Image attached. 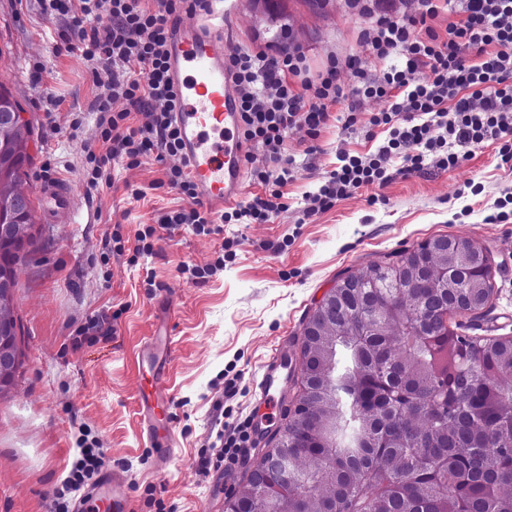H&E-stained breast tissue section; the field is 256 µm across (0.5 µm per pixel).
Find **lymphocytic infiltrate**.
Instances as JSON below:
<instances>
[{
  "label": "lymphocytic infiltrate",
  "mask_w": 512,
  "mask_h": 512,
  "mask_svg": "<svg viewBox=\"0 0 512 512\" xmlns=\"http://www.w3.org/2000/svg\"><path fill=\"white\" fill-rule=\"evenodd\" d=\"M65 16L78 50L89 59L115 64L111 92L97 102V136L103 152H89V182L108 180L112 162L138 165L156 155L167 164L166 183L189 201L164 214L160 223L195 232H217L218 222L267 224L284 204L280 188L294 169L285 138L303 128L317 136L331 106L346 103L348 122H356L365 99L385 106L366 120L386 127L377 151L339 154L337 164L310 198L307 214L331 209L369 185H385L392 159L401 172L445 171L465 158L466 148L512 136V0H411V10H379L364 0L368 24L359 34L364 56L347 63L348 83H341L336 60L310 74L301 49L272 55L249 48L233 50L224 60L241 112L244 142L260 145L262 166L253 173L265 195L213 219L196 202V187L187 164L178 160L180 133L172 119L176 95L169 75L171 26L182 13L211 11L212 0H160L157 11L139 0H50ZM457 19L445 30L433 22L442 11ZM380 69H372L371 61ZM123 99L125 109L112 108ZM138 122H131V115ZM102 451L97 442L80 440L78 456L65 479L67 490L90 491L99 482Z\"/></svg>",
  "instance_id": "lymphocytic-infiltrate-1"
}]
</instances>
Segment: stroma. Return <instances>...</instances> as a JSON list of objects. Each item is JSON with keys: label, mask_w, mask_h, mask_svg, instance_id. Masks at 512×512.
Here are the masks:
<instances>
[{"label": "stroma", "mask_w": 512, "mask_h": 512, "mask_svg": "<svg viewBox=\"0 0 512 512\" xmlns=\"http://www.w3.org/2000/svg\"><path fill=\"white\" fill-rule=\"evenodd\" d=\"M254 5L216 0L225 52L298 47L315 72L363 51L358 36L367 18L353 0H288L273 31L256 23ZM48 10L49 0H0V84L33 130V164L20 188L40 228L36 253L18 267L14 314L26 361L9 397L0 398V512H48L83 435L98 440L103 473L124 474L131 512H224L227 491L242 488L246 470L222 460L217 433L264 420V363L283 344L298 356L304 322L337 277L434 236L470 238L489 250L495 290L478 335L512 337V222L487 221L512 196V159L501 143L472 148L444 172L405 176L392 160L384 187L361 188L308 217L307 197L337 154L373 153L385 137L379 127L346 126L337 104L317 138L288 133L295 172L272 223L170 232L159 228L160 216L187 201L163 185L155 155L134 167L114 163L110 183L90 186L87 152L102 148L96 102L109 91L112 67L86 60L65 21H48ZM48 180L67 188L69 211L45 207ZM136 187L142 195H133ZM150 227L153 250L138 253L137 235ZM187 265L214 273L195 279ZM161 320L173 338L174 438L162 469L137 418L138 357Z\"/></svg>", "instance_id": "obj_1"}]
</instances>
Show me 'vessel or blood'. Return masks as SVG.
Returning <instances> with one entry per match:
<instances>
[{"instance_id":"1","label":"vessel or blood","mask_w":512,"mask_h":512,"mask_svg":"<svg viewBox=\"0 0 512 512\" xmlns=\"http://www.w3.org/2000/svg\"><path fill=\"white\" fill-rule=\"evenodd\" d=\"M220 31L197 18L179 19L170 40V74L177 98L173 120L181 137V157L197 188V201L212 212L223 210L241 195L246 144L240 133V114L231 80L224 67ZM173 353L170 334L148 339L141 353L138 421L143 442L153 449L158 466L171 460L169 410L172 396L165 376ZM288 353L278 350L266 364L259 383L261 400L276 409L277 385L288 367ZM124 476L104 475L80 497L76 512H130L123 493Z\"/></svg>"}]
</instances>
